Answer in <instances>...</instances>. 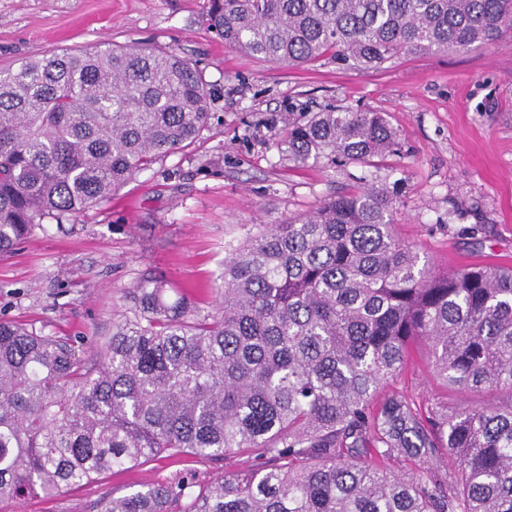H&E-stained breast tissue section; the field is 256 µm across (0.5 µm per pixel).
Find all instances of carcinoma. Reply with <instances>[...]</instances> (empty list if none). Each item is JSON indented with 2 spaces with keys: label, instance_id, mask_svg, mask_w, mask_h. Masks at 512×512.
Listing matches in <instances>:
<instances>
[{
  "label": "carcinoma",
  "instance_id": "carcinoma-1",
  "mask_svg": "<svg viewBox=\"0 0 512 512\" xmlns=\"http://www.w3.org/2000/svg\"><path fill=\"white\" fill-rule=\"evenodd\" d=\"M228 49L379 69L512 32V0H207ZM196 64L97 44L0 69V253L106 201L208 121ZM382 112L288 121L279 158L363 164L398 150ZM364 185L225 250L219 311L141 276L100 343L0 321V500L54 496L114 468L237 452L100 512H512V268L435 270ZM426 356L486 399L422 410L382 389ZM445 459L443 470L431 468ZM412 462L411 475L391 464Z\"/></svg>",
  "mask_w": 512,
  "mask_h": 512
}]
</instances>
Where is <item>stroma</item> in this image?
<instances>
[{"instance_id": "35a3bbf8", "label": "stroma", "mask_w": 512, "mask_h": 512, "mask_svg": "<svg viewBox=\"0 0 512 512\" xmlns=\"http://www.w3.org/2000/svg\"><path fill=\"white\" fill-rule=\"evenodd\" d=\"M206 0H0V69L62 49L147 43L202 71L210 120L195 142L138 174L101 207L35 229L0 253V320L46 336L112 331L126 289L165 275L216 309L224 247L308 214L328 197L384 186L396 232L435 268L512 265V34L470 50L409 55L384 69L321 60L288 68L225 49L206 27ZM386 113L397 153L325 168L280 162L290 118L329 106ZM391 390L418 404L460 403L427 368ZM191 456L113 470L47 497L0 501V512H97L101 502L190 471L200 481L243 465Z\"/></svg>"}]
</instances>
